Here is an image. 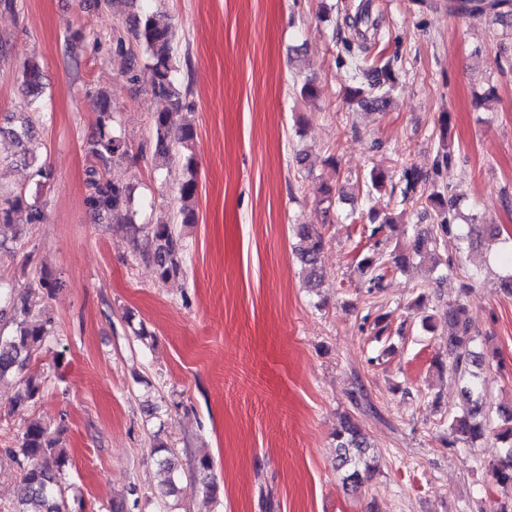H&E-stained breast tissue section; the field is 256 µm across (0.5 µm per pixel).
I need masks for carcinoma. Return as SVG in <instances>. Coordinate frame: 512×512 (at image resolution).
I'll return each instance as SVG.
<instances>
[{"mask_svg":"<svg viewBox=\"0 0 512 512\" xmlns=\"http://www.w3.org/2000/svg\"><path fill=\"white\" fill-rule=\"evenodd\" d=\"M448 13L458 16L492 15L497 19L512 21V0H448ZM130 32L140 52L145 57L151 91L166 98L170 108L152 114L154 130L152 159L156 167L168 168L175 163L176 148H186L193 142L196 132L193 119L187 117L175 127L172 116L184 109L191 110L175 80L176 53L175 30L168 15L162 11L137 9L128 17ZM349 95L361 106L383 102L394 80L390 63L368 69L358 56H352L350 63ZM23 85L31 97L27 105L32 107L42 95L43 83L40 65L35 60L24 64ZM99 136L91 143L90 165L86 170L84 203L94 218L107 224H126L133 231L140 228L135 222L131 206V194L126 185L107 176L112 162L129 155L126 140L111 127L112 115L108 96L97 92ZM9 127L0 128V134L8 135L16 148L15 156L28 161L27 144L35 129L34 116L20 119L8 118ZM30 162V161H28ZM31 176L41 183L50 177L43 163L30 162ZM190 176L179 186L182 202L180 214L182 223L195 222V211L190 208L197 197L198 184L193 170V159H187ZM405 187L401 191L402 202L416 206L425 204L423 216L435 212L448 214L440 224L442 232H448L456 219L454 196L433 191L423 197L417 189L424 188L430 176L415 169L404 171ZM45 219V203L31 197L24 190L6 191L0 186V224L13 230L11 237L0 238V252L10 250V243L25 234L24 225L41 224ZM296 253L306 277L316 280L320 255L325 247L323 233L313 227L302 225L297 230ZM144 259L153 263L157 277L162 281L176 278L183 273V243L175 225L161 222L154 224L147 233ZM419 258L428 261L432 268L454 271L452 263L441 261L437 236L417 234L406 245L395 244L389 254L372 252L364 255L357 263L361 275L366 278L369 288H381L382 281L390 269H402L411 260ZM43 296L51 298L63 286V281L47 273L38 279ZM419 318V327L427 333L437 332V317L428 311L425 296L420 294L413 303ZM9 317L12 325L10 334L0 332V382L10 379L17 385V392L11 400V411L20 413L36 403L43 395L42 380L29 373V363L34 353L47 348L55 340L56 330L53 317L43 308L33 305L22 293L14 288L0 287V319ZM448 323L447 361L437 362L441 370L448 369L461 382V395L467 409L461 415L448 417L447 446L458 447V443L473 444L488 432H493L500 443L503 455L483 463L484 468L498 485H512V404L500 405L496 409L497 423H492L490 411L485 409L486 380L480 367V355L471 349L475 340L474 319L462 304L448 306L444 313ZM339 469L343 470L345 485L358 489L371 476L373 466L367 455L369 443L357 419L352 415L343 418L336 430ZM153 453L162 456L159 465L165 473L162 495L170 496L175 491L181 469L174 454L166 443L155 438ZM7 458L22 472L20 491L16 502L6 512H68L65 497L61 491L63 472L68 468V453L60 446V433L50 431L49 426L39 419L25 421L20 435L13 445L0 448V459Z\"/></svg>","mask_w":512,"mask_h":512,"instance_id":"carcinoma-1","label":"carcinoma"}]
</instances>
